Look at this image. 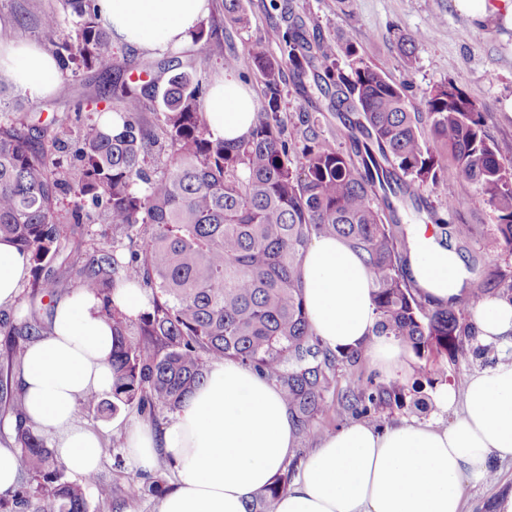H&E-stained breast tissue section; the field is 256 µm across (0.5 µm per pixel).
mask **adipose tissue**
<instances>
[{
  "mask_svg": "<svg viewBox=\"0 0 512 512\" xmlns=\"http://www.w3.org/2000/svg\"><path fill=\"white\" fill-rule=\"evenodd\" d=\"M474 28L512 30V0H452ZM112 41L156 56L191 45L210 0H99ZM0 71L31 101L53 93L58 65L33 41L0 36ZM255 106L247 90L218 78L204 102L214 136L249 135ZM410 269L423 295L452 303L471 275L464 259L439 244L422 224L407 230ZM26 255L0 241V306L17 298L28 274ZM308 321L330 350L362 348L387 377L403 374L405 347L374 335L372 277L339 238H313L302 260ZM478 336L500 343L505 354L467 375L461 389H439L437 415L376 427L355 422L320 436L273 512H463L464 484H482L498 463L512 462V300L488 295L470 310ZM112 325L99 301L82 288L60 298L49 336L34 341L20 376L25 406L36 427L54 436L68 470L96 471L100 433L78 425L75 411L89 393L112 390ZM452 421H443L445 413ZM298 435L280 391L254 370L224 361L162 431L134 426L125 445L134 466L151 471L158 457L172 460L176 487L159 512H245L251 493L263 489L287 461Z\"/></svg>",
  "mask_w": 512,
  "mask_h": 512,
  "instance_id": "adipose-tissue-1",
  "label": "adipose tissue"
}]
</instances>
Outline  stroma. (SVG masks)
Listing matches in <instances>:
<instances>
[{
	"label": "stroma",
	"mask_w": 512,
	"mask_h": 512,
	"mask_svg": "<svg viewBox=\"0 0 512 512\" xmlns=\"http://www.w3.org/2000/svg\"><path fill=\"white\" fill-rule=\"evenodd\" d=\"M292 8L308 29L325 37L354 32L360 52L366 59L385 67L391 80L406 85L413 111L425 109V96L435 86L455 85L483 109L485 131L495 145L499 158L512 162V115L504 102L512 98V30L477 31L468 19L456 12L451 0H243L250 25L231 32L234 45L251 38L266 41L271 52H278L285 26L281 7ZM58 0H0V33L10 34L18 20H26L31 39L45 42L40 18L58 8ZM403 37L419 38L413 63H406L398 48ZM104 80L97 70L79 72L74 82L72 100L47 98L35 103L41 122L47 123L48 136H55L51 117H65L76 104L91 105L103 90ZM307 113L318 115L316 128L320 140L334 148H346L339 132L340 123L330 111L327 99L315 85L299 90L293 79L282 85V113L287 127L297 126ZM424 196L430 209L451 224H468L472 237L469 251L487 253L501 266L512 267V254L503 251L496 235L495 214L479 190L460 183L453 171H445L437 186L427 188ZM455 199V210H447L448 199ZM502 349L498 344L485 346L482 356L454 364L446 356L417 357L408 353L404 377L398 385L405 394L403 405H384L369 422L382 426L394 420L426 419L436 411L435 391L443 386L461 388L466 375L492 365ZM97 402L81 400L76 414L78 424L102 431L110 455L102 457L97 475L110 484L121 512H157L159 498L130 499L125 495L126 480L132 467L125 450L128 427L141 424L142 416L133 409H122L125 426L112 428L109 419L96 412ZM498 482L465 485V512H494V504L503 493L512 491V463H501Z\"/></svg>",
	"instance_id": "stroma-1"
}]
</instances>
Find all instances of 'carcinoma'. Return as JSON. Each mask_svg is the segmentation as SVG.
Wrapping results in <instances>:
<instances>
[{
	"label": "carcinoma",
	"instance_id": "1",
	"mask_svg": "<svg viewBox=\"0 0 512 512\" xmlns=\"http://www.w3.org/2000/svg\"><path fill=\"white\" fill-rule=\"evenodd\" d=\"M61 8L41 18L56 47V96L71 95L82 69L112 76L102 109L83 116L79 106L50 123L75 136L74 159L61 165L51 148L38 142L37 123L17 126L14 108L3 99L13 87L0 76V239L6 238L29 260L30 296L54 303L64 288L61 272L100 301L112 320L111 399L98 411L110 415L134 407L154 428L161 415L175 414L204 381L209 366L233 361L251 368L281 391L299 435L314 436L313 420L327 408L343 366L345 391L337 403L368 416L379 404L402 399V390L379 385L358 388L353 371L362 349L333 352L313 332L302 292L301 262L313 237L338 236L363 259L372 277L375 335L399 339L421 357L445 353L453 361L482 354L465 344L476 337L460 321L468 299L448 307L425 301L410 272V242L392 198L436 184L450 155L456 179L474 185L492 205L496 230L512 249V164H504L488 142L478 106L454 87L439 86L426 100V112L410 109L407 89L387 71L365 61L353 36L344 44L311 33L288 6L281 12L286 30L280 56L261 39L243 43L242 52L224 56L232 73L244 56L264 85V101L247 138L217 139L204 118V95L211 80L193 69L172 67L178 52L127 66L113 56L112 36L102 23L97 0H59ZM226 21L248 23L242 0H224ZM72 24L68 39L56 32ZM194 42L223 45L218 29L201 23ZM342 48L346 69L336 64ZM289 74L323 82L320 90L336 111L350 149L319 141L316 119L307 118L296 137L301 155L290 158L281 117L282 59ZM153 107L154 125L143 119ZM110 118L117 129H108ZM439 145L434 151L428 140ZM169 149L165 168L148 165L153 147ZM69 193L74 207L63 214L59 197ZM101 221L116 237L89 243L82 226ZM440 243L467 241L468 224H439ZM135 280L151 291L150 310L136 328L113 300L118 284ZM508 282L502 295L512 299V271L495 274L473 288L479 299ZM49 321L36 309L24 316L0 307V415L11 423L20 482L0 494V512H89L86 491L113 500L112 486L95 474L72 477L45 435L30 422L18 385L26 344L49 333ZM289 472L250 496L248 512H270L287 492ZM158 477H127L126 496L160 497Z\"/></svg>",
	"mask_w": 512,
	"mask_h": 512
}]
</instances>
